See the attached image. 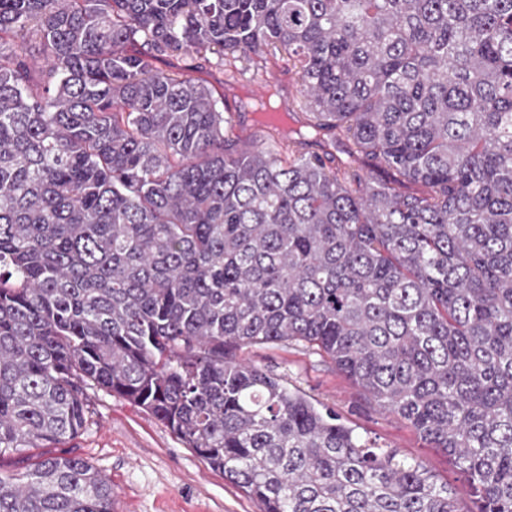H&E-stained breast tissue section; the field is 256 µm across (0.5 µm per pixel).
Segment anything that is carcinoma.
Masks as SVG:
<instances>
[{"instance_id":"cac0c4a2","label":"carcinoma","mask_w":512,"mask_h":512,"mask_svg":"<svg viewBox=\"0 0 512 512\" xmlns=\"http://www.w3.org/2000/svg\"><path fill=\"white\" fill-rule=\"evenodd\" d=\"M266 51L301 97L264 149L156 67ZM284 341L512 512V0H0V453L79 437L99 389L263 512H459L234 354ZM114 504L77 456L0 473V512Z\"/></svg>"}]
</instances>
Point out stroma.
I'll return each mask as SVG.
<instances>
[{
  "mask_svg": "<svg viewBox=\"0 0 512 512\" xmlns=\"http://www.w3.org/2000/svg\"><path fill=\"white\" fill-rule=\"evenodd\" d=\"M240 81L224 82L222 67L211 64L201 72L224 91V111L232 118L228 134L240 143L259 147L267 130L244 115L242 84L266 83L268 88L298 92L287 63L273 64L251 54L238 65ZM238 360L270 371L310 397L333 408L343 422L363 438L395 450L420 465L439 482L452 486L462 480L452 457L424 442L403 419L380 410L364 390L341 373L335 363L302 342L246 345ZM88 429L63 447L89 462L112 485L121 512H261L259 503L212 470L192 449L153 415L117 396L92 393Z\"/></svg>",
  "mask_w": 512,
  "mask_h": 512,
  "instance_id": "35a3bbf8",
  "label": "stroma"
}]
</instances>
